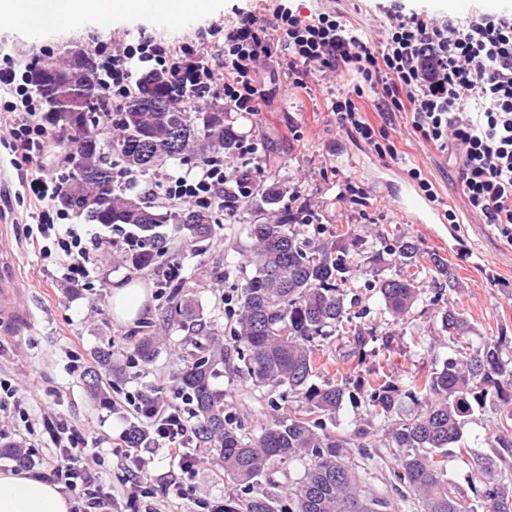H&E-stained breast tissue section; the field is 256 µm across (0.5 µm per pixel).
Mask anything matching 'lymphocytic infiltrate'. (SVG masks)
Here are the masks:
<instances>
[{
  "label": "lymphocytic infiltrate",
  "instance_id": "f902f5d3",
  "mask_svg": "<svg viewBox=\"0 0 512 512\" xmlns=\"http://www.w3.org/2000/svg\"><path fill=\"white\" fill-rule=\"evenodd\" d=\"M388 36L379 45L364 40L358 28L328 10L308 13L282 0L271 19L255 10L239 9L230 24H211L213 46L188 40L161 41L141 37L124 42L121 52L105 56L99 76L108 98L99 123L108 128L115 114L138 90L147 71H185L224 100L225 111L247 119L260 112L267 98L257 80L259 61L280 58L294 93L314 102V109L334 117L338 127L356 133L375 152L398 160L401 151L390 141L394 113L410 117L415 135L455 165L460 190L469 206L500 237L512 243V13H476L464 21L406 10L391 0ZM0 85L9 92L0 101V118L10 128L8 147L14 165L32 163L49 151L51 137L42 106L26 82L12 70L0 71ZM372 93L378 122H370L360 101ZM262 164L229 177L224 160L212 158L167 186L171 199L192 205H213L227 195H241L243 183L263 179ZM56 175L35 173L23 187L36 222L26 237L33 247L53 239L65 263V277L77 284L90 274V251L107 239L97 232L79 234L63 225L53 205ZM127 403L145 422L139 446L120 433L111 442L130 484L126 500L105 492L91 463L94 440L66 421L49 423L59 452L50 480L69 493L71 512H157L144 507L153 495L144 474L150 452L164 449L172 466L164 493L173 501H192L194 512H224L223 500L194 497L192 481L201 459L193 446L188 402L128 395Z\"/></svg>",
  "mask_w": 512,
  "mask_h": 512
}]
</instances>
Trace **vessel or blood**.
Wrapping results in <instances>:
<instances>
[{
    "instance_id": "b4317fda",
    "label": "vessel or blood",
    "mask_w": 512,
    "mask_h": 512,
    "mask_svg": "<svg viewBox=\"0 0 512 512\" xmlns=\"http://www.w3.org/2000/svg\"><path fill=\"white\" fill-rule=\"evenodd\" d=\"M399 210L412 224L447 221L442 209L411 185L406 188ZM6 221V216L0 214V328L19 336L30 322V310L23 301L27 282L20 273L17 245L5 226Z\"/></svg>"
}]
</instances>
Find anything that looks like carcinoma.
<instances>
[{
    "label": "carcinoma",
    "instance_id": "cac0c4a2",
    "mask_svg": "<svg viewBox=\"0 0 512 512\" xmlns=\"http://www.w3.org/2000/svg\"><path fill=\"white\" fill-rule=\"evenodd\" d=\"M54 64V75L42 72L37 64L27 71L26 81L42 100L47 122L60 126L69 121L77 129V137L67 140L66 148L81 156L82 167L62 177L56 202L90 224L133 228L138 239L128 249L127 261L138 270L149 268L167 252L166 237L152 214L172 204L143 197L140 219L130 221L127 199L135 192L115 188L112 158L131 173L128 157L134 153L143 166L137 174L145 176L156 172L158 162L181 159L199 145L214 154L229 153L236 148L238 134L222 112L211 113L204 133H196L194 121L206 112L212 95L202 93L188 74L179 84L168 72L154 71L141 76L137 93L117 113L118 136L105 139L97 123L104 100L94 57L82 59L64 51ZM184 83L199 98L193 117L180 107ZM173 127L182 134L178 149L171 151L166 139ZM106 187L111 188L106 212L75 208V202ZM172 216L179 219L176 231L185 248L195 249L215 233L208 208L183 209ZM250 236L253 272L240 288L236 331L245 352H237V357L255 386L285 387L300 402L258 437L243 432L241 422L229 413L226 393L213 384L224 354L214 349L216 336L199 307L183 297V283H158L170 289V315L186 331L180 343L186 352L184 366L177 380L192 401L195 444L210 449L222 463L228 483L245 491V498L227 501L225 512H391L389 496L372 491L368 482L370 449L376 447L374 421L384 430V447L397 466L396 480L406 488L404 495L417 501L420 512H512V474H506L512 465V339L499 336L475 345L470 320L448 308L440 312L439 322L452 344L451 355L407 389L384 373L366 384H316V354L331 336L354 337V354H363L368 346L376 352L373 328L353 324L370 315L349 278V255L357 238L345 232L329 245L317 243L286 211L273 224L251 225ZM422 258L418 244L395 245L387 237L375 254L377 262L398 261L408 267ZM368 287L379 293L385 312L396 318L410 315L420 294L411 274L375 279ZM133 351L141 361L150 362L158 345L146 332ZM94 362L85 370L84 382L88 394L98 399L106 390L103 377L112 372V351H97ZM358 394L370 421L355 425L350 435L328 429L327 422L345 398L354 400ZM488 404L501 408L497 434L491 448L473 453L470 474L461 485L448 478V448L462 440L474 410ZM1 455L21 467L32 464L30 453L16 444L0 445ZM293 462L300 463L303 472L289 489L288 501L261 488L262 477L272 466Z\"/></svg>",
    "mask_w": 512,
    "mask_h": 512
}]
</instances>
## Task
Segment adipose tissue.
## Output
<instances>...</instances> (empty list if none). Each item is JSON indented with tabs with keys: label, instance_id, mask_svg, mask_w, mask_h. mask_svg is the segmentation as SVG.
Returning <instances> with one entry per match:
<instances>
[{
	"label": "adipose tissue",
	"instance_id": "1",
	"mask_svg": "<svg viewBox=\"0 0 512 512\" xmlns=\"http://www.w3.org/2000/svg\"><path fill=\"white\" fill-rule=\"evenodd\" d=\"M212 0H0V20L31 31L65 28L87 16L105 21L120 16L163 18L171 11L205 13ZM143 284L131 281L112 291V318L137 320L147 309ZM70 502L54 483L25 472L0 470V512H69Z\"/></svg>",
	"mask_w": 512,
	"mask_h": 512
}]
</instances>
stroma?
I'll return each instance as SVG.
<instances>
[{
    "label": "stroma",
    "mask_w": 512,
    "mask_h": 512,
    "mask_svg": "<svg viewBox=\"0 0 512 512\" xmlns=\"http://www.w3.org/2000/svg\"><path fill=\"white\" fill-rule=\"evenodd\" d=\"M378 3L379 0H316L315 5L343 13L363 30L370 42L377 43L384 39L389 22ZM249 4L250 0H214L209 12L185 17L177 26L141 16L109 22L89 17L74 27L47 32L0 23V68L8 56L17 68L35 66L70 44L100 54L128 36L193 39L210 22L231 20L235 8ZM406 5L461 19L476 10L512 13V0H406ZM258 73L269 91L268 100L253 122L237 119L233 126L238 135L256 143L257 157L267 165L272 183L286 192L300 191L321 215L323 242L333 241L335 233L341 231L357 235L358 249L352 261L358 270L353 282L361 289L362 303L370 308L378 334L389 337L387 349L373 356L364 355L359 361L347 357L354 345L351 337H331L320 355V379L334 383L344 377L364 380L384 362L391 379L400 388H407L416 374L442 364L450 354L448 338L441 332L437 319L438 311L446 307L466 313L474 327L473 342L502 334L512 337V245L471 211L457 189L454 168L413 135L409 118L395 121L403 137V154L396 166L404 170L420 165L445 204L455 211L454 225H441L432 231L419 224L403 223L393 197L375 194L364 213L352 211L347 218H339L332 203L337 182L349 178L366 188L373 181L388 180L387 161L378 157L357 134L337 128L334 121L311 122L313 104L289 93L280 59L266 60L259 65ZM8 136L7 126L0 125V207L11 220L9 229L20 247L21 272L30 281L24 302L33 320L21 343L0 334V378L18 387L17 398L25 413L18 428L37 450L32 474L43 475L56 463V450L46 423L61 417L79 430L102 437L97 472L107 489H119L120 470L107 441L134 420L131 410L123 404L125 393L159 392L171 400L178 396L176 377L183 366L178 341L183 330L170 321L167 296L157 286L158 281L170 276L184 282L186 293L197 300L204 320L224 344L226 359L216 383L230 395L233 412L246 433L260 435L274 417L294 407L293 396L284 389L255 387L237 373L238 360L231 336L236 319L224 305L225 294L239 295L245 277L251 273L250 225L272 223L276 218L274 211L257 197L249 198L233 214L214 210L215 234L196 251L182 247L174 225H164L170 243L154 269L136 270L125 264L123 235L113 232L107 253L91 265L86 285L65 288L60 284L61 268L28 245L29 208L19 201L25 175L35 172L41 164L54 166L56 158L43 155L38 163L16 168L10 150L4 145ZM384 230L399 239L415 240L425 252L448 266L444 277L436 275L432 264L420 268L417 283L421 297L409 323L383 314L378 293L366 287L368 280L393 277L399 272L397 265L369 261L370 255L381 247L379 235ZM132 279L139 280L147 289L149 309L133 323H115L112 290ZM145 330L171 341L149 363L131 352L133 338ZM100 349L112 352L109 395L115 403L111 406L90 399L82 376L69 369L72 356H80L89 365ZM497 417L495 408L489 405L475 410L467 421V451H457L448 457V473L457 481H464L471 470V450L488 448L496 432Z\"/></svg>",
    "instance_id": "1"
}]
</instances>
